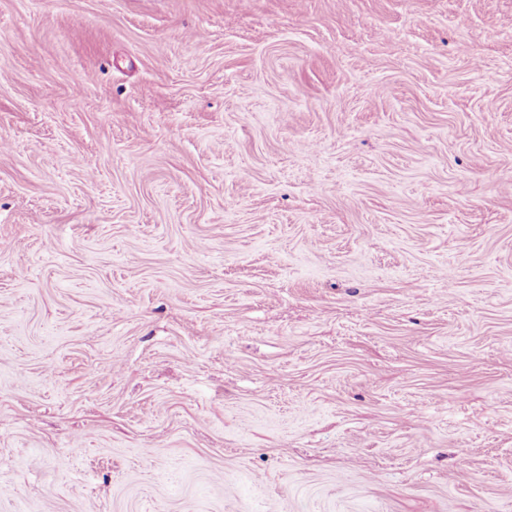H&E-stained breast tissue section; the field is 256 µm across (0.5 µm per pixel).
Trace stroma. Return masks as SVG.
<instances>
[{
  "instance_id": "stroma-1",
  "label": "stroma",
  "mask_w": 512,
  "mask_h": 512,
  "mask_svg": "<svg viewBox=\"0 0 512 512\" xmlns=\"http://www.w3.org/2000/svg\"><path fill=\"white\" fill-rule=\"evenodd\" d=\"M1 140L0 512H512V0H0Z\"/></svg>"
}]
</instances>
